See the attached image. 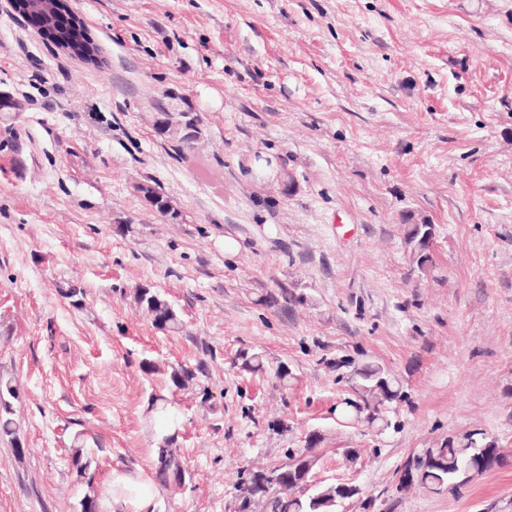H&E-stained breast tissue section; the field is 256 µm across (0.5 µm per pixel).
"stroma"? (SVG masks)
Listing matches in <instances>:
<instances>
[{"mask_svg":"<svg viewBox=\"0 0 512 512\" xmlns=\"http://www.w3.org/2000/svg\"><path fill=\"white\" fill-rule=\"evenodd\" d=\"M69 4L103 67L0 11V95L20 104L0 112V377L19 392L0 512H81L88 493L137 512L120 478L150 482L146 512H234L239 470L312 432L313 486L359 490L336 512H512V0ZM165 112L197 118L188 147ZM423 222L420 268L405 235ZM362 362L410 394L391 428L336 413ZM181 364L195 385H172ZM158 397L181 489L156 480ZM471 432L505 463L401 489L409 459ZM136 190L162 217H167L171 220H175L179 217L178 212L171 208L167 198L154 187L147 184H138ZM138 305L151 317L159 329H174L179 326V319L172 306L152 288H139L135 294Z\"/></svg>","mask_w":512,"mask_h":512,"instance_id":"35a3bbf8","label":"stroma"}]
</instances>
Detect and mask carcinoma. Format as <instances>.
<instances>
[{"instance_id":"carcinoma-1","label":"carcinoma","mask_w":512,"mask_h":512,"mask_svg":"<svg viewBox=\"0 0 512 512\" xmlns=\"http://www.w3.org/2000/svg\"><path fill=\"white\" fill-rule=\"evenodd\" d=\"M15 11L24 19L34 14L45 17L42 31L50 43L92 64L99 63V46L90 36L85 25L70 10L67 0H19ZM194 126V119L187 112H167L162 121V132L172 136ZM191 136L182 134V141L189 142ZM136 190L161 216L175 220L179 217L167 198L154 187L139 184ZM427 224H410L405 243L417 265L424 266L429 257L423 252L422 237ZM135 300L151 317L159 329H174L179 319L172 306L153 289L137 290ZM241 366L250 372L265 370V362L258 353L244 352L240 355ZM173 384L184 388L197 378L196 372L185 365L172 369ZM351 388L356 398L342 402L341 416L357 421L364 419L371 426L382 430L390 425L387 410L406 401L399 381L383 366L366 363L355 370ZM18 399L16 387L10 380L0 378V432L16 436V425L12 401ZM157 418L172 425L178 415L171 404L162 399L153 404ZM320 443L316 433L308 435L305 448L299 452H288L287 461L272 468L244 470L240 473L236 487L238 504L235 512H336V503L350 499L358 490L346 484L310 488V478L317 463L313 449ZM174 435L161 437L156 448L158 479L163 485L185 484V470L178 450L173 448ZM506 456L501 448L491 441L478 440L469 434L461 441L448 439L438 448H427L413 458L403 471L401 485L418 486L428 492L440 494L455 492L472 477L504 464Z\"/></svg>"}]
</instances>
